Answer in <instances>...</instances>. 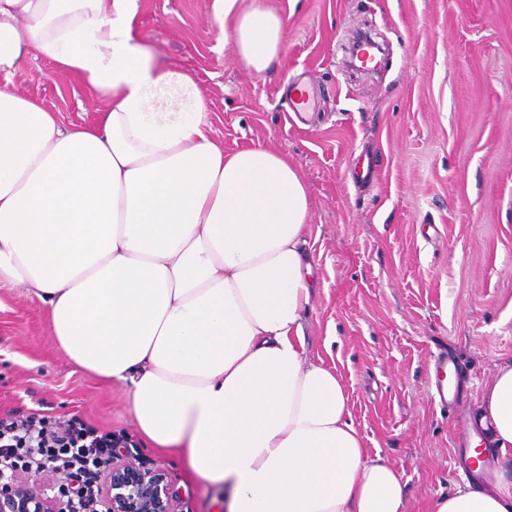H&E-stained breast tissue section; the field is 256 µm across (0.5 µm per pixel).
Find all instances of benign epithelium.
I'll return each instance as SVG.
<instances>
[{
    "mask_svg": "<svg viewBox=\"0 0 512 512\" xmlns=\"http://www.w3.org/2000/svg\"><path fill=\"white\" fill-rule=\"evenodd\" d=\"M65 482L49 474L0 477V512H66ZM101 512H178L171 479L162 468L137 465L128 457L112 461Z\"/></svg>",
    "mask_w": 512,
    "mask_h": 512,
    "instance_id": "7a95c632",
    "label": "benign epithelium"
}]
</instances>
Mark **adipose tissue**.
Listing matches in <instances>:
<instances>
[{
	"instance_id": "obj_1",
	"label": "adipose tissue",
	"mask_w": 512,
	"mask_h": 512,
	"mask_svg": "<svg viewBox=\"0 0 512 512\" xmlns=\"http://www.w3.org/2000/svg\"><path fill=\"white\" fill-rule=\"evenodd\" d=\"M139 8L0 0V287L28 288L58 347L126 386L141 437L223 486L225 512H407L340 374L307 353L300 174L280 149L213 140L193 73L159 62ZM213 20L255 72L283 51L286 19L265 0H215ZM28 52L88 79L94 124L14 88ZM479 423L512 453V365ZM430 512H512V479L464 483Z\"/></svg>"
}]
</instances>
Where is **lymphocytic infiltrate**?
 <instances>
[{"label": "lymphocytic infiltrate", "instance_id": "1", "mask_svg": "<svg viewBox=\"0 0 512 512\" xmlns=\"http://www.w3.org/2000/svg\"><path fill=\"white\" fill-rule=\"evenodd\" d=\"M121 443L112 432L73 418L51 421L37 412L0 419V474L49 467L76 480L83 494L74 512L99 507L100 485Z\"/></svg>", "mask_w": 512, "mask_h": 512}]
</instances>
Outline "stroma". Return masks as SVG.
Returning <instances> with one entry per match:
<instances>
[{"mask_svg":"<svg viewBox=\"0 0 512 512\" xmlns=\"http://www.w3.org/2000/svg\"><path fill=\"white\" fill-rule=\"evenodd\" d=\"M288 18L270 70L248 69L211 19L214 0H142L138 34L161 63L194 73L225 149L287 151L309 192L316 297L308 354L334 367L369 453L429 512L460 483L456 414L431 393L439 353L470 383L461 412L512 364V0H269ZM384 40L378 74L345 68L352 31ZM315 104L288 107L292 80ZM17 91L90 125L86 79L28 54ZM78 418L136 441L164 468L181 512H224V488L189 477L179 457L140 442L124 387L76 368L26 288H0V416Z\"/></svg>","mask_w":512,"mask_h":512,"instance_id":"stroma-1","label":"stroma"}]
</instances>
